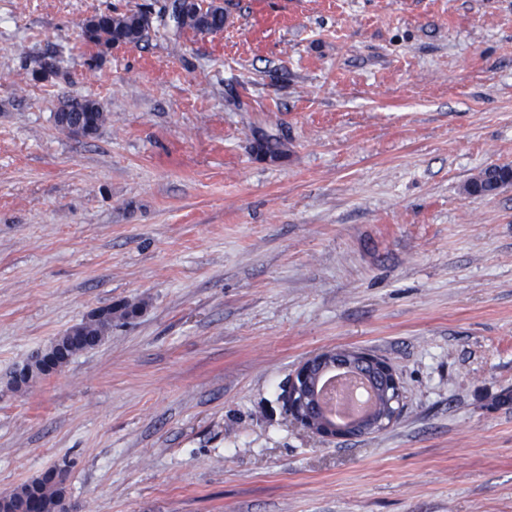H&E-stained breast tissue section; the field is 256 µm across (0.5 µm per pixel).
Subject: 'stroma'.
<instances>
[{"instance_id": "35a3bbf8", "label": "stroma", "mask_w": 512, "mask_h": 512, "mask_svg": "<svg viewBox=\"0 0 512 512\" xmlns=\"http://www.w3.org/2000/svg\"><path fill=\"white\" fill-rule=\"evenodd\" d=\"M168 2L0 0V493L65 463L75 512H512V185L463 191L512 165V0H221L218 33L81 36ZM72 97L108 115L91 138L54 121ZM346 347L403 408L336 446L280 393ZM143 11L127 14L101 13L93 16L95 38L105 45L138 44L148 36L150 27L141 24ZM504 168L502 165L486 167L478 177L473 178L465 185V193L469 196H489L490 193H486L489 182L491 180L498 182L502 178ZM116 312L118 311L112 309V304L94 309L88 314L85 320L81 322L82 324L79 323L71 327L67 333L58 336L51 349L40 352L39 356L36 354L30 358L15 375L12 382L13 387L16 389L29 387L45 377L60 371L67 363L54 365L58 349L60 348L61 351L65 352L63 346L68 347L75 336H82L83 333L80 329L84 325H96L110 332L112 330V315ZM86 333V335H83V341L68 353L69 358H72L79 352L94 349L100 342H103L108 335H95V330H88ZM356 353L362 357L361 365L363 367H371V369L378 373L385 382V385L389 387L395 395L393 401L398 403L399 408L402 398V391L398 377L396 376L392 367L383 359L370 354L364 350H357Z\"/></svg>"}]
</instances>
